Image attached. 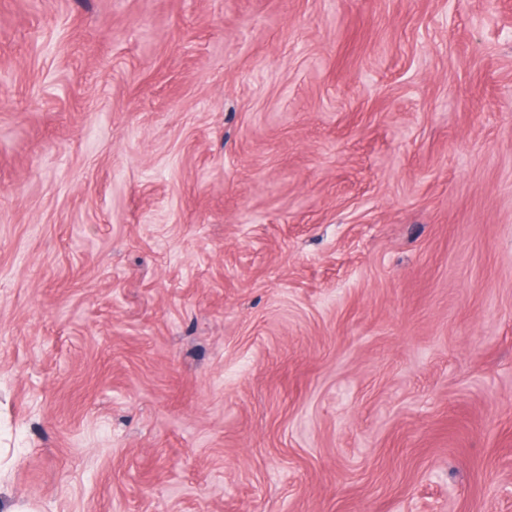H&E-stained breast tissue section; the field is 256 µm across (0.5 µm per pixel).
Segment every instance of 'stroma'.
Segmentation results:
<instances>
[{"label": "stroma", "instance_id": "1", "mask_svg": "<svg viewBox=\"0 0 512 512\" xmlns=\"http://www.w3.org/2000/svg\"><path fill=\"white\" fill-rule=\"evenodd\" d=\"M0 504L512 512V0H0Z\"/></svg>", "mask_w": 512, "mask_h": 512}]
</instances>
